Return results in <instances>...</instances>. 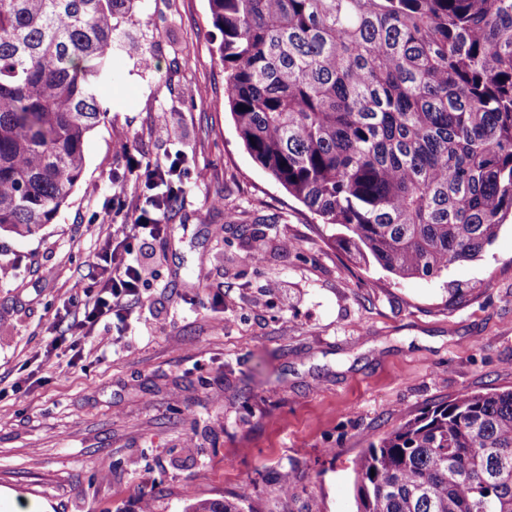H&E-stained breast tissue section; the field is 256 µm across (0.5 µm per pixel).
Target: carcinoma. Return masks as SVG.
<instances>
[{
  "label": "carcinoma",
  "instance_id": "1",
  "mask_svg": "<svg viewBox=\"0 0 512 512\" xmlns=\"http://www.w3.org/2000/svg\"><path fill=\"white\" fill-rule=\"evenodd\" d=\"M138 0H0V231L67 203ZM236 132L358 263L439 279L512 217V0H208ZM356 512H512V389L363 449ZM184 512H244L198 500Z\"/></svg>",
  "mask_w": 512,
  "mask_h": 512
}]
</instances>
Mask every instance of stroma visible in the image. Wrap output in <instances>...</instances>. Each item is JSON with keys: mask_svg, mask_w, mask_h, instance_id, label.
Returning <instances> with one entry per match:
<instances>
[{"mask_svg": "<svg viewBox=\"0 0 512 512\" xmlns=\"http://www.w3.org/2000/svg\"><path fill=\"white\" fill-rule=\"evenodd\" d=\"M122 29L68 204L33 235L0 233V512H140L144 492L152 512L232 494L246 512H353L369 439L512 389V226L439 280L355 263L240 142L208 0H142ZM174 155L163 234L116 235L150 207L143 162ZM121 242L144 286L85 325L95 257Z\"/></svg>", "mask_w": 512, "mask_h": 512, "instance_id": "stroma-1", "label": "stroma"}]
</instances>
